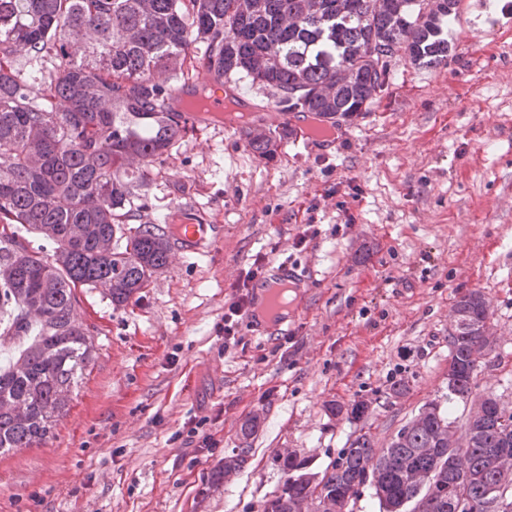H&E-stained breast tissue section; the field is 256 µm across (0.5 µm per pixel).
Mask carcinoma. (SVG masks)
Wrapping results in <instances>:
<instances>
[{"mask_svg": "<svg viewBox=\"0 0 512 512\" xmlns=\"http://www.w3.org/2000/svg\"><path fill=\"white\" fill-rule=\"evenodd\" d=\"M462 0H0V456L51 435L92 351L76 289L123 306L167 266L145 206L151 167L187 133L172 81L200 70L271 93L281 112L331 118L370 110L390 62L440 67ZM42 237L51 252L20 240ZM489 305L454 304L448 396L466 400L490 345ZM330 412L360 420L372 401ZM281 491L260 512H345L370 485L382 512H512V412L480 400L458 426L433 400L384 448L357 436L322 474L287 449ZM242 455L218 464L230 479Z\"/></svg>", "mask_w": 512, "mask_h": 512, "instance_id": "obj_1", "label": "carcinoma"}]
</instances>
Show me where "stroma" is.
Returning <instances> with one entry per match:
<instances>
[{
  "label": "stroma",
  "mask_w": 512,
  "mask_h": 512,
  "mask_svg": "<svg viewBox=\"0 0 512 512\" xmlns=\"http://www.w3.org/2000/svg\"><path fill=\"white\" fill-rule=\"evenodd\" d=\"M450 37L447 66L393 62L337 145L293 146L254 89L234 129L198 125L155 163L145 220L197 213L212 250L169 254L125 306L79 289L92 359L48 443L0 456V512H257L283 485L279 451L315 473L360 434L386 446L435 399L460 421L485 394L512 409V0H463ZM254 131L273 137L272 157L251 151ZM307 224L317 234L295 248ZM259 253L310 281L287 334L244 326L225 348L224 305ZM472 290L489 303L492 343L471 398L452 401L448 330ZM399 380L406 394L390 397ZM360 398L374 402L368 418L327 410ZM199 419L218 448L188 443ZM238 453L236 476L205 489Z\"/></svg>",
  "instance_id": "stroma-1"
}]
</instances>
